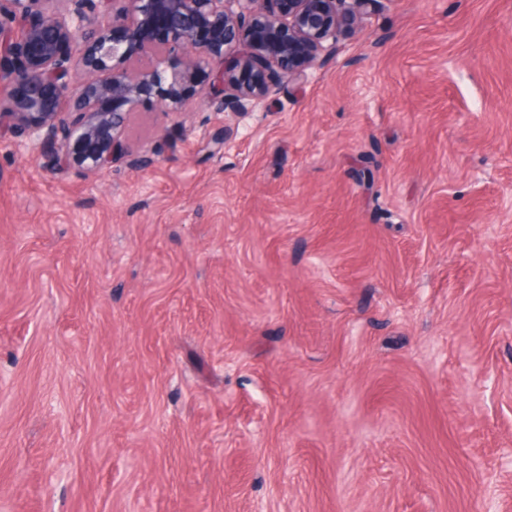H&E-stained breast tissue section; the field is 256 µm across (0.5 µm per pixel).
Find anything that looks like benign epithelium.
<instances>
[{"mask_svg":"<svg viewBox=\"0 0 512 512\" xmlns=\"http://www.w3.org/2000/svg\"><path fill=\"white\" fill-rule=\"evenodd\" d=\"M380 0H0V127L16 128L24 149L39 148L59 169L97 173L127 155L130 104L155 96L171 110L206 66L215 79L201 93L243 117L281 90L302 86L354 37ZM132 33L156 64L142 68L113 37ZM84 74L79 82L72 73Z\"/></svg>","mask_w":512,"mask_h":512,"instance_id":"1","label":"benign epithelium"}]
</instances>
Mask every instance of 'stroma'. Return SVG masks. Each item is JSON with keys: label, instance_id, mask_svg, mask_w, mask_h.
Here are the masks:
<instances>
[{"label": "stroma", "instance_id": "35a3bbf8", "mask_svg": "<svg viewBox=\"0 0 512 512\" xmlns=\"http://www.w3.org/2000/svg\"><path fill=\"white\" fill-rule=\"evenodd\" d=\"M210 80L97 175L0 132V512H512V0Z\"/></svg>", "mask_w": 512, "mask_h": 512}]
</instances>
